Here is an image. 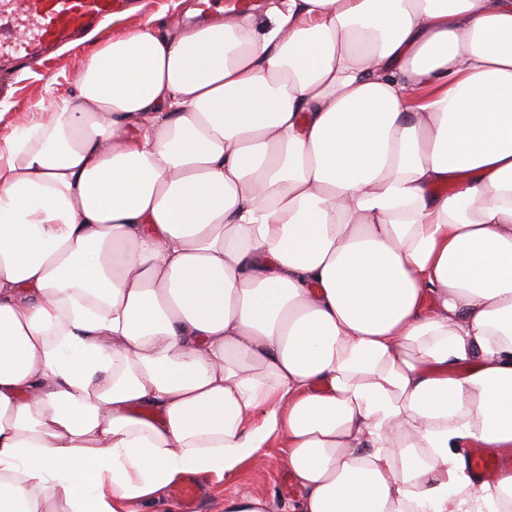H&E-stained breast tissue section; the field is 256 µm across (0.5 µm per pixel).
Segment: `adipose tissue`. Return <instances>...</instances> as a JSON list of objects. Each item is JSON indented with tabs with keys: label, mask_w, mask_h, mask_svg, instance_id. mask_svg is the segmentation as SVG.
Segmentation results:
<instances>
[{
	"label": "adipose tissue",
	"mask_w": 512,
	"mask_h": 512,
	"mask_svg": "<svg viewBox=\"0 0 512 512\" xmlns=\"http://www.w3.org/2000/svg\"><path fill=\"white\" fill-rule=\"evenodd\" d=\"M0 140V512H506L512 0L99 42ZM280 446L281 441L272 442L260 461L246 462L234 479L222 481L213 479L210 485H207V490L202 489L203 484L198 480L186 479L196 481L198 489L194 482L187 481L174 489V497L182 504L183 512H196V508L197 512H224L222 510L224 498L239 490L274 498L277 501L286 500L295 493V490L291 480L289 488L281 482L284 473L289 479L290 476ZM173 487L169 494L175 500L172 496ZM471 447L465 449L464 454L469 455L470 453L469 468L477 486H481L485 482H491L495 474L501 469L504 461L488 453L484 448L477 446L471 449Z\"/></svg>",
	"instance_id": "obj_1"
}]
</instances>
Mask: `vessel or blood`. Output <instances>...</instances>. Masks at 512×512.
Listing matches in <instances>:
<instances>
[{
  "instance_id": "obj_1",
  "label": "vessel or blood",
  "mask_w": 512,
  "mask_h": 512,
  "mask_svg": "<svg viewBox=\"0 0 512 512\" xmlns=\"http://www.w3.org/2000/svg\"><path fill=\"white\" fill-rule=\"evenodd\" d=\"M23 12L36 18L33 37L15 38L17 60L34 61L59 47L78 41L102 21L126 11L128 0H21ZM501 458L480 447L472 448L469 468L477 483L492 481L501 469Z\"/></svg>"
}]
</instances>
